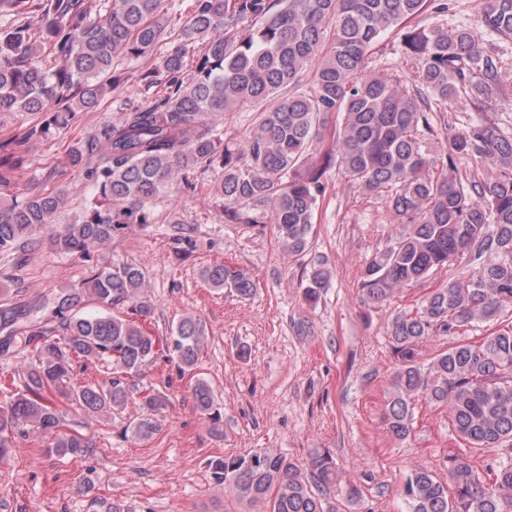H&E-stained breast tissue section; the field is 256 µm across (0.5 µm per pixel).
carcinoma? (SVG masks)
<instances>
[{
  "label": "carcinoma",
  "mask_w": 512,
  "mask_h": 512,
  "mask_svg": "<svg viewBox=\"0 0 512 512\" xmlns=\"http://www.w3.org/2000/svg\"><path fill=\"white\" fill-rule=\"evenodd\" d=\"M196 0L172 42L159 51L167 28L162 0H0V112H37L42 121L14 145L0 143V254L35 248L46 231L60 252L90 257L91 250L138 224L150 223L148 208L162 194L192 188L189 169L218 173L224 214L244 224L277 229L284 251L306 253L315 212L325 191V170L336 166L353 185L386 195L388 208L406 225L367 262L360 292L384 302L398 290L427 280L450 262L476 264L462 280L428 293L416 314L396 316L389 327L399 367L384 422L390 435L407 438L413 403L423 399L448 411V422L467 451L451 453L447 479L423 465L406 475L403 493L410 512H512V325L499 316L512 307V137L488 122L449 137V147L431 154L424 137L436 133L430 113L466 99L482 110L493 91L512 83V62L484 45L486 30L512 39V0H482L476 25L444 28L413 20L434 0ZM38 36H33V32ZM388 32L416 65V79L367 72L371 51ZM155 57L148 83L168 78L174 87L160 102L126 110L103 123L70 153L84 170L94 198L72 224L56 222L62 194L11 199L12 173L26 165L23 143L89 112L105 85L122 76L117 58ZM313 69L310 90L300 89ZM280 94L248 138L224 143L217 119L249 110ZM341 123L328 131L325 116ZM330 147L312 159L319 144ZM499 164L510 171L464 178L467 162ZM331 273L318 266L307 275L304 300L315 303ZM146 272L129 262L90 268L78 285L59 291L43 318L31 305L0 299V357L16 370L0 381V463L18 438L36 430L48 438L45 452L61 459L89 455V437L67 424L66 404L88 415L122 413L144 369L163 359L194 379L195 407L217 427L222 422L210 383L197 373L205 327L184 317L167 336L144 328L153 303L145 293ZM203 280L246 299L255 290L240 267L214 264ZM475 323L487 333L422 361L420 343ZM106 368L95 383L73 381L87 363ZM169 398L140 391L131 437L150 440ZM491 454L488 482L470 453ZM215 483L263 512H324L328 496L355 498L341 485L329 451L316 449L298 465L267 451L231 454L210 462ZM91 495L93 512L105 507Z\"/></svg>",
  "instance_id": "obj_1"
}]
</instances>
